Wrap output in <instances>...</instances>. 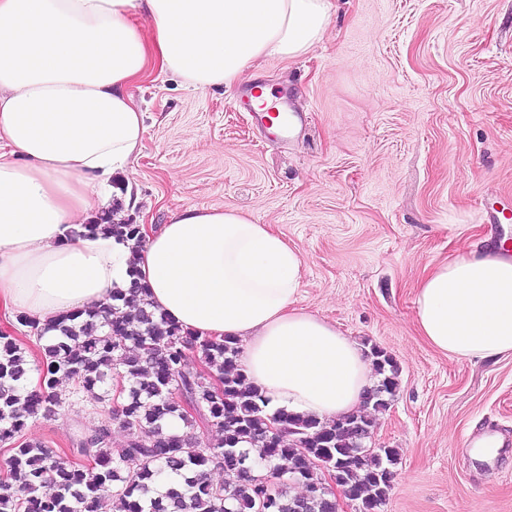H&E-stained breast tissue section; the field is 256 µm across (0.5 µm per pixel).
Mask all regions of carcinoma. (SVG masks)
I'll return each instance as SVG.
<instances>
[{
	"mask_svg": "<svg viewBox=\"0 0 512 512\" xmlns=\"http://www.w3.org/2000/svg\"><path fill=\"white\" fill-rule=\"evenodd\" d=\"M107 223L112 238L133 248L140 243L137 225ZM142 286L118 289L112 303L59 316L40 328L26 316L16 321L37 339L36 370L44 387L24 386L29 368L23 340L0 330V442L11 444L6 476L0 481V512H258L264 477L282 467L301 496L286 489L270 497L266 512H336V498L325 489L324 469L335 470L337 483L355 503V512H380L393 488L395 448L367 446L375 428L372 412L385 410L399 386V368L388 352L374 347L370 356L377 377L362 408L335 423L270 409V399L247 377L239 342L195 336L137 300ZM197 355L224 382L217 395L208 379L188 367ZM127 383L124 402L112 409V379ZM66 377L78 390L107 403V414L128 431L120 448L110 444L109 429L93 433L86 453L88 468L54 455L38 441L21 439L26 421L40 413L57 414L63 404L57 390ZM182 385L196 405L186 413L172 393ZM275 417L283 432L272 437L265 419ZM173 418L206 428L208 438L176 433ZM220 469L216 483L208 473ZM170 472L175 483L156 492L158 477Z\"/></svg>",
	"mask_w": 512,
	"mask_h": 512,
	"instance_id": "obj_1",
	"label": "carcinoma"
}]
</instances>
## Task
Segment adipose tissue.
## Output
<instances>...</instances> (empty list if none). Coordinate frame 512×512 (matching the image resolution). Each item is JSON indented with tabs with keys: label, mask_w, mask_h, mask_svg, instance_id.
Masks as SVG:
<instances>
[{
	"label": "adipose tissue",
	"mask_w": 512,
	"mask_h": 512,
	"mask_svg": "<svg viewBox=\"0 0 512 512\" xmlns=\"http://www.w3.org/2000/svg\"><path fill=\"white\" fill-rule=\"evenodd\" d=\"M329 20V0H0V307L41 327L135 279L184 330L243 341L246 372L273 408L329 420L359 407L372 367L298 307L301 253L270 225L193 206L143 227L135 251L82 230L141 145L127 87L148 48L184 86L229 89L263 60L307 53ZM415 306L437 351L512 353V255L491 242L426 268Z\"/></svg>",
	"instance_id": "adipose-tissue-1"
}]
</instances>
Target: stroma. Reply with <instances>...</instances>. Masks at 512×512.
<instances>
[{"mask_svg":"<svg viewBox=\"0 0 512 512\" xmlns=\"http://www.w3.org/2000/svg\"><path fill=\"white\" fill-rule=\"evenodd\" d=\"M330 3L320 43L230 89L185 88L149 58L128 88L145 134L123 217L160 225L220 206L272 225L303 258L299 307L399 366L369 441L399 452L384 512H512V354L460 360L415 324L424 267L494 233L482 205L512 197V0ZM253 83L301 113L288 140L241 109ZM60 390L58 414L31 418L24 438L60 452L105 424L125 444L93 395ZM489 423L498 458L462 454Z\"/></svg>","mask_w":512,"mask_h":512,"instance_id":"obj_1","label":"stroma"}]
</instances>
